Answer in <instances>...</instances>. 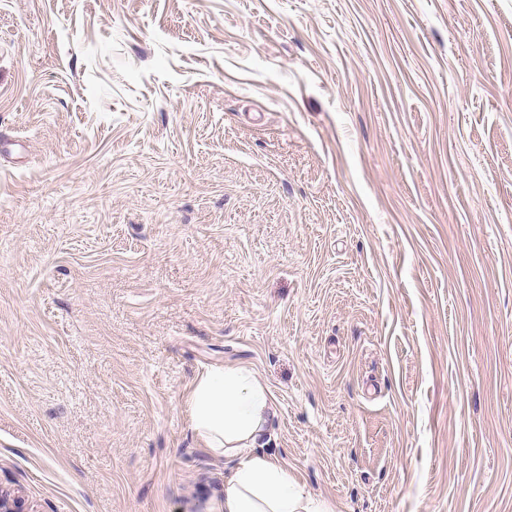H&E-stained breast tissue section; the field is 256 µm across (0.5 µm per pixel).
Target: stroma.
I'll use <instances>...</instances> for the list:
<instances>
[{
	"label": "stroma",
	"instance_id": "stroma-1",
	"mask_svg": "<svg viewBox=\"0 0 512 512\" xmlns=\"http://www.w3.org/2000/svg\"><path fill=\"white\" fill-rule=\"evenodd\" d=\"M234 364L332 512H512V0H0V489L223 512Z\"/></svg>",
	"mask_w": 512,
	"mask_h": 512
}]
</instances>
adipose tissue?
<instances>
[{"label": "adipose tissue", "mask_w": 512, "mask_h": 512, "mask_svg": "<svg viewBox=\"0 0 512 512\" xmlns=\"http://www.w3.org/2000/svg\"><path fill=\"white\" fill-rule=\"evenodd\" d=\"M184 405L196 436L213 454L234 458L223 512H330L260 447L275 408L267 387L245 366H210Z\"/></svg>", "instance_id": "obj_1"}]
</instances>
